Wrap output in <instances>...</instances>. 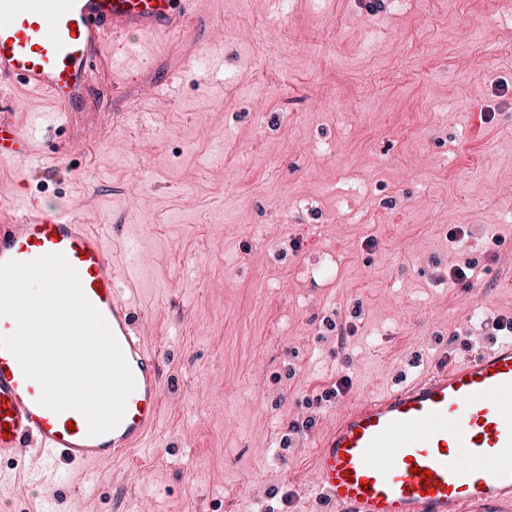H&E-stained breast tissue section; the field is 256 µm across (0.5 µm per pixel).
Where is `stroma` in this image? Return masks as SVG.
Instances as JSON below:
<instances>
[{
	"mask_svg": "<svg viewBox=\"0 0 512 512\" xmlns=\"http://www.w3.org/2000/svg\"><path fill=\"white\" fill-rule=\"evenodd\" d=\"M195 13L180 33H128L73 125L30 95L34 155L0 163L1 199L134 248L125 295L165 377L147 447L102 463L95 488L0 464L13 512H315L341 402L489 346L512 318V0ZM152 77L169 91L137 111Z\"/></svg>",
	"mask_w": 512,
	"mask_h": 512,
	"instance_id": "obj_1",
	"label": "stroma"
}]
</instances>
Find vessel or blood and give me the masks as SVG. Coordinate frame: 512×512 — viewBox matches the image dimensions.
<instances>
[{"label": "vessel or blood", "instance_id": "vessel-or-blood-1", "mask_svg": "<svg viewBox=\"0 0 512 512\" xmlns=\"http://www.w3.org/2000/svg\"><path fill=\"white\" fill-rule=\"evenodd\" d=\"M191 0H0V161L32 157L15 117L27 94L47 95L66 119L83 111L90 76L116 39L180 32ZM63 254L103 315L135 389L114 430L92 436L77 411L38 403L40 385L0 348V460L41 470H93L141 447L161 410L163 367L135 325L116 271L137 261L110 250L87 222L39 205L0 201V263ZM314 493L332 512H512V337L468 351L389 391L342 405L316 455ZM430 478H423V471Z\"/></svg>", "mask_w": 512, "mask_h": 512}]
</instances>
